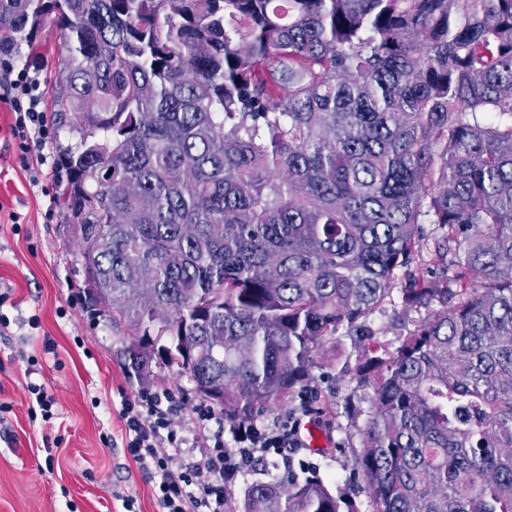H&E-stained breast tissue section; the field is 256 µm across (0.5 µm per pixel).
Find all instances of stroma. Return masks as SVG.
<instances>
[{
  "instance_id": "35a3bbf8",
  "label": "stroma",
  "mask_w": 512,
  "mask_h": 512,
  "mask_svg": "<svg viewBox=\"0 0 512 512\" xmlns=\"http://www.w3.org/2000/svg\"><path fill=\"white\" fill-rule=\"evenodd\" d=\"M38 40L40 57H32L23 40L15 42L12 54L17 65L37 66L48 82L60 36L47 26ZM11 123V112L0 103V296L5 299L0 312L11 320L0 330V512H125L126 495L135 499L134 512H158L145 474L123 448L101 438H120L123 400L142 390L167 389L182 402L180 422L188 442H196L193 419L204 402L177 369L144 381L128 375L121 351L136 330L129 324L112 329L89 305L79 241L66 216L43 221L47 207H59L64 183L51 169L35 178L23 167ZM404 286V273H397L391 294L365 320L373 341L390 351L427 315L404 308ZM32 317L38 328L27 327ZM361 345L360 337L342 329L316 354L303 387L315 392L313 417L331 446L302 456L329 478L346 505L372 512L364 484L350 477L372 392L346 371ZM32 357L38 361L33 375ZM33 383L54 396L51 419L30 418ZM49 437L54 445H46Z\"/></svg>"
}]
</instances>
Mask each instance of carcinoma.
<instances>
[{
  "mask_svg": "<svg viewBox=\"0 0 512 512\" xmlns=\"http://www.w3.org/2000/svg\"><path fill=\"white\" fill-rule=\"evenodd\" d=\"M46 24L62 208L92 306L137 331L127 372L218 380L251 421L403 269L430 316L353 367L373 512H512V0H0V48ZM422 224L448 227L438 276ZM243 512L342 501L313 470ZM422 228L423 247L415 255L413 265L422 271H429V275L432 276L431 272H439L435 264L434 241L442 236L444 228L440 224H422Z\"/></svg>",
  "mask_w": 512,
  "mask_h": 512,
  "instance_id": "cac0c4a2",
  "label": "carcinoma"
}]
</instances>
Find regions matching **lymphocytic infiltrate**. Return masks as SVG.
<instances>
[{"label":"lymphocytic infiltrate","instance_id":"lymphocytic-infiltrate-1","mask_svg":"<svg viewBox=\"0 0 512 512\" xmlns=\"http://www.w3.org/2000/svg\"><path fill=\"white\" fill-rule=\"evenodd\" d=\"M45 90L32 67L17 66L10 52L0 51V102L13 116L11 136L22 163L41 173L49 159L55 127L44 110ZM180 406L170 392L141 391L124 401L125 450L148 475L160 512H225L227 493L239 476L260 462L275 459L291 469L303 448L299 427L311 416L310 396H301L286 416L264 425L240 423L224 444V424L209 411L195 417L201 443L187 448L176 424Z\"/></svg>","mask_w":512,"mask_h":512}]
</instances>
